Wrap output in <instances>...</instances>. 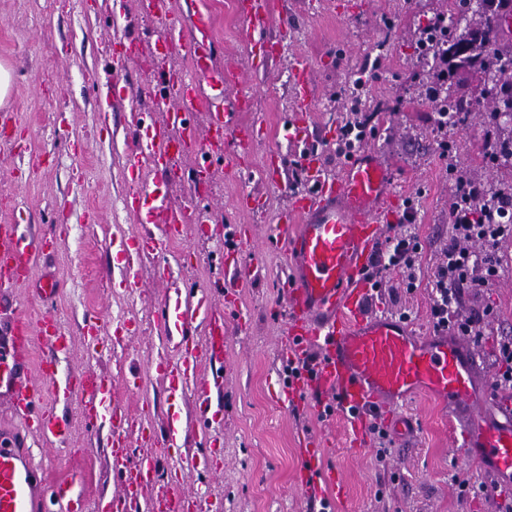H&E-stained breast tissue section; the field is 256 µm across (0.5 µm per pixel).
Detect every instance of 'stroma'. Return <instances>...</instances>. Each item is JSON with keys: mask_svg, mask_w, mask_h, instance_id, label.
I'll list each match as a JSON object with an SVG mask.
<instances>
[{"mask_svg": "<svg viewBox=\"0 0 512 512\" xmlns=\"http://www.w3.org/2000/svg\"><path fill=\"white\" fill-rule=\"evenodd\" d=\"M212 20L211 66L233 64L238 91L250 97L240 120L255 125L251 145L233 162L211 157L209 185L195 187L187 174L194 158L177 157L169 178L156 176L147 160H135L130 143L138 131L128 117L130 104L149 107L140 94L143 75L114 64L106 46L125 36H138L159 67L191 69L184 50L155 48L159 27L141 12L139 0H0V62L13 76L7 110L17 113L15 145H0V217L36 233L57 225L61 243L42 260L36 278L62 284L51 306L70 331L71 343L60 357L62 376L93 380L112 378L113 402L125 409L130 434L174 417L193 425L191 397L173 398L155 371L167 345L159 322L165 303L185 300L196 290L241 268L247 284L241 295L225 292L247 310L245 324L228 322L224 376L218 401L208 414L210 446L194 443L164 450L163 477H170L180 458L194 455L220 465L218 472L186 470L180 481L186 491L203 493L207 512H311L298 486L304 472L300 450L315 441L323 448V464L346 484V496L332 499L333 512H494L491 501L461 495L458 480H489L490 475L466 461L455 441L458 423L445 409L416 396L401 404L397 415L411 420L410 436H392L385 460L375 445L357 448L337 414L320 417L313 408L292 407L284 396L287 301L283 285L286 259L276 246L273 227L290 203L293 190L306 177L293 166L295 145L284 124L296 105L292 73L297 61L313 66L316 107L306 125L318 142L325 168L338 172L344 163L336 138L345 108L357 105L375 118L364 142L395 173L399 201L418 209L411 230L423 252L416 288L407 289L397 272L384 274L369 308L391 314L420 334L432 330L430 305L432 265L448 241V202L452 196L450 166L470 171L492 183L512 184V165L492 164L484 143L492 134L512 132V125L491 126L495 106L479 74L422 61L417 35L435 17L448 13V0H275L270 33L279 46L273 55H252L234 0H171V16L192 30L198 13ZM380 66L363 91H354L357 71L366 57ZM108 69L110 80L89 86L93 70ZM443 73L449 91L469 90L475 106L462 122L440 131L431 119L432 102L421 84ZM69 116L65 129L54 127L56 113ZM457 142L450 159L441 156L443 139ZM280 159L278 181L264 178L270 156ZM145 181L174 207H194L211 215L212 227L199 235L187 225L183 240L166 245L140 264V285H121L126 264L116 243L140 232L139 218L123 207L133 185ZM255 195L259 210L243 213L239 197ZM240 226L243 236L236 258H228L225 225ZM493 306L492 335L479 349L485 367H492L498 334L512 332V270L479 296L465 297L464 311ZM102 318L96 352L86 353L81 326L85 312ZM137 321L131 341L117 340L123 322ZM136 372L142 391L127 384ZM82 394H72L60 409L75 442L70 451L48 455L33 449L34 462L51 477L72 478L86 496V512L117 489L112 462L105 452L109 424L91 428L81 416Z\"/></svg>", "mask_w": 512, "mask_h": 512, "instance_id": "stroma-1", "label": "stroma"}]
</instances>
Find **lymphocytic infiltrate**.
<instances>
[{
  "mask_svg": "<svg viewBox=\"0 0 512 512\" xmlns=\"http://www.w3.org/2000/svg\"><path fill=\"white\" fill-rule=\"evenodd\" d=\"M512 186L491 187L466 174H455L448 207V242L432 272L431 318L434 331L480 341L495 317L492 307L461 309L465 293L477 294L501 274L512 270V253L502 248L512 239ZM421 246L409 229L386 242L372 259L374 276L395 271L414 288L421 268Z\"/></svg>",
  "mask_w": 512,
  "mask_h": 512,
  "instance_id": "f902f5d3",
  "label": "lymphocytic infiltrate"
}]
</instances>
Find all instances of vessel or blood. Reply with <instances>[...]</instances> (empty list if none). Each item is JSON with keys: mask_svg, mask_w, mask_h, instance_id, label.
Listing matches in <instances>:
<instances>
[{"mask_svg": "<svg viewBox=\"0 0 512 512\" xmlns=\"http://www.w3.org/2000/svg\"><path fill=\"white\" fill-rule=\"evenodd\" d=\"M143 8L151 18L165 23L166 48L185 50L196 68L188 76L156 68L146 72V92L156 103L166 104L167 110L162 120L145 123L139 153L162 173L176 153H192L201 161L223 155L224 137L231 130L239 145L247 146L253 129L240 124L237 111L214 109L202 89L206 83L228 87L238 79L233 68L216 71L210 66L207 17L197 16L194 34L187 39L168 22L169 0H144ZM273 9V0H236V12L259 46L267 44ZM109 50L115 60L134 65L144 54L142 43L133 38L116 40ZM312 74L304 60L294 69L298 111L312 106ZM196 112L207 113L206 131H199L192 122ZM285 128L303 145L300 163L308 182L307 188L295 193L274 229L289 268L285 348L296 358L312 347L319 353L312 373L302 374L286 388V399L298 404L320 394L362 437L384 407L415 395L436 399L447 404L449 418L460 422L459 446L465 457L492 474L497 488L512 486V400L490 405L477 348L465 337L421 336L399 318L364 310L372 256L383 240L380 227L389 222L396 206L391 168L375 154L359 150L344 162L340 173L328 174L306 126L292 118ZM125 205L130 213L145 211L150 217L147 231L120 244L128 264L123 280L128 288L139 285L138 261L181 239L187 225L209 221L197 209L169 207L163 197L143 185L128 195ZM59 240L55 228L27 237L19 225L0 220V310L7 315L6 337L0 339V390L8 394L20 435L51 447H71L70 427L57 410V400L82 392V415L88 425H96L101 416L109 418L107 454L120 472L118 489L108 496L103 512H139L144 501L150 512H203L198 495L185 492L179 482L159 477L158 449L189 440L195 428L171 423L142 432L140 440L151 452L138 467L127 468L126 416L112 405L111 378L99 377L89 387L75 377L58 380L54 355L69 347L66 328L53 310L31 314L13 291L33 282L38 261L52 255ZM230 314L239 317L243 311L235 305L224 312L216 310L204 291L195 300L175 304L164 318V331L178 357L160 361L157 370L173 391L191 390L202 417L211 408L209 379L224 371L225 319ZM201 325L207 337L200 344L195 335ZM302 456L305 471L319 474L334 495L344 494L342 478L321 468L315 449H303ZM0 512H85V502L73 482L50 479L15 438L0 434Z\"/></svg>", "mask_w": 512, "mask_h": 512, "instance_id": "b4317fda", "label": "vessel or blood"}]
</instances>
